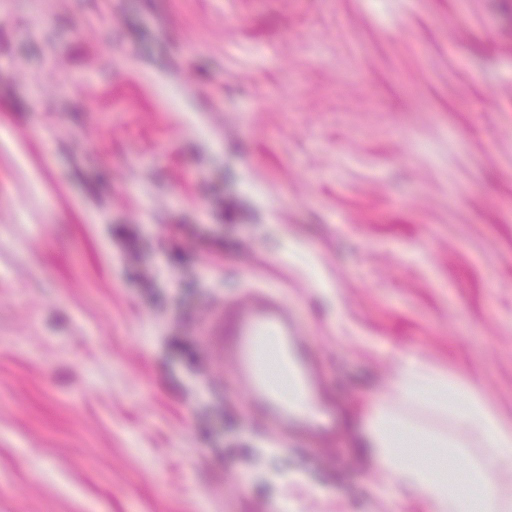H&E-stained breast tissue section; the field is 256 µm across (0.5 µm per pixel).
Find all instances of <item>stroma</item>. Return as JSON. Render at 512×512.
I'll list each match as a JSON object with an SVG mask.
<instances>
[{
  "label": "stroma",
  "instance_id": "stroma-1",
  "mask_svg": "<svg viewBox=\"0 0 512 512\" xmlns=\"http://www.w3.org/2000/svg\"><path fill=\"white\" fill-rule=\"evenodd\" d=\"M256 284L335 435L206 359ZM407 353L512 424V0H0V512H424L354 443Z\"/></svg>",
  "mask_w": 512,
  "mask_h": 512
}]
</instances>
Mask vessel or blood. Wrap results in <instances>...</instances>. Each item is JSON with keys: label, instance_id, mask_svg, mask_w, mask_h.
Masks as SVG:
<instances>
[{"label": "vessel or blood", "instance_id": "1", "mask_svg": "<svg viewBox=\"0 0 512 512\" xmlns=\"http://www.w3.org/2000/svg\"><path fill=\"white\" fill-rule=\"evenodd\" d=\"M217 364H230L248 404L270 424L326 429L335 418L321 400L323 379L302 326L272 286L213 306L203 322Z\"/></svg>", "mask_w": 512, "mask_h": 512}]
</instances>
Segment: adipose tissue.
<instances>
[{"label": "adipose tissue", "mask_w": 512, "mask_h": 512, "mask_svg": "<svg viewBox=\"0 0 512 512\" xmlns=\"http://www.w3.org/2000/svg\"><path fill=\"white\" fill-rule=\"evenodd\" d=\"M359 444L370 465L420 496L426 512H512V499L498 488L502 469L512 465V426L475 382L448 380L404 357L394 407L372 414ZM472 447L480 448L478 457H469ZM425 449L463 462L461 482L425 462Z\"/></svg>", "instance_id": "obj_1"}]
</instances>
